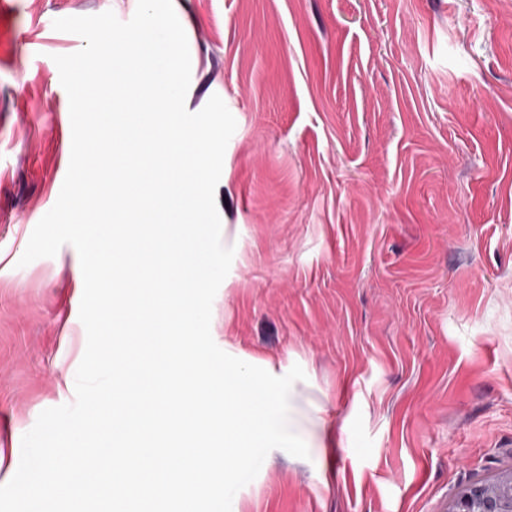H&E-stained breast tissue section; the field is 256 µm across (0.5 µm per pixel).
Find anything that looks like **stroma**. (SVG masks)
I'll list each match as a JSON object with an SVG mask.
<instances>
[{
	"instance_id": "obj_1",
	"label": "stroma",
	"mask_w": 512,
	"mask_h": 512,
	"mask_svg": "<svg viewBox=\"0 0 512 512\" xmlns=\"http://www.w3.org/2000/svg\"><path fill=\"white\" fill-rule=\"evenodd\" d=\"M0 10V485L78 367L69 244L18 261L71 152L55 19L137 0ZM185 105L237 127L215 192L233 248L216 344L306 374L310 456L272 450L232 512H443L512 468V0H173Z\"/></svg>"
}]
</instances>
